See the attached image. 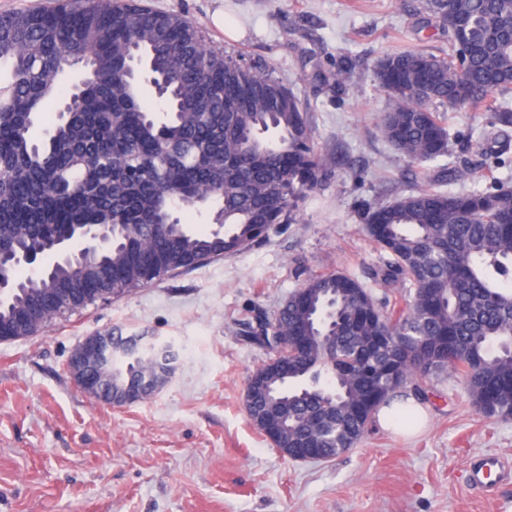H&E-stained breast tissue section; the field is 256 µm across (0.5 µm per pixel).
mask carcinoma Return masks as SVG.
<instances>
[{"instance_id":"carcinoma-1","label":"carcinoma","mask_w":512,"mask_h":512,"mask_svg":"<svg viewBox=\"0 0 512 512\" xmlns=\"http://www.w3.org/2000/svg\"><path fill=\"white\" fill-rule=\"evenodd\" d=\"M423 12L448 36L450 53L406 49L379 58L373 79L389 99L384 138L410 162L448 154L449 131L432 109L494 112L512 127V109L495 93L512 89V0H424ZM131 42L153 75L175 90L173 111L158 118L124 80ZM90 59L86 88L67 122L39 121L70 98L72 59ZM0 278L18 284L0 302V329L22 316L44 329V303L61 288H96L123 297L159 272H183L237 253L292 220L301 195L325 167L300 100L260 67L213 48L203 32L147 0H57L50 9L0 13ZM214 197L224 233L159 223L174 197ZM365 230L388 255L376 272L408 294L384 314L371 291L346 274L309 278L307 309L289 299L279 324L306 331V343L274 378L278 395L256 396L252 415L277 412L288 452L311 448L331 460L354 447L378 408L401 386L435 372L462 378L488 417L512 419V188L499 183L467 192L432 184L368 210ZM122 224L126 234L89 256L81 274L69 263L32 277L13 263L45 248L43 228ZM336 307L333 353L315 326L314 309ZM376 336H396L391 346ZM115 359L87 365L114 393L153 392L155 348H128L112 337Z\"/></svg>"}]
</instances>
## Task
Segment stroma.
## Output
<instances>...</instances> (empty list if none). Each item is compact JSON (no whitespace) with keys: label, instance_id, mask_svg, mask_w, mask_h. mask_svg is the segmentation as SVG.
<instances>
[{"label":"stroma","instance_id":"1","mask_svg":"<svg viewBox=\"0 0 512 512\" xmlns=\"http://www.w3.org/2000/svg\"><path fill=\"white\" fill-rule=\"evenodd\" d=\"M422 2L149 0L188 18L216 49L272 71L301 101L326 166L294 220L268 240L0 343V512H512V479L490 491L465 480L472 456L512 464V420L483 416L457 377L430 376L415 424L372 423L331 461L282 455L243 402L270 353L242 337L241 323L274 316L310 277L350 274L378 307L403 308L396 288L373 278L386 254L365 231L369 208L466 163L474 178L451 190L512 182V127L496 131L492 112H446L449 150L439 163L408 164L382 135L388 99L374 62L411 47L448 52ZM219 9L235 37L214 25ZM341 70L350 78L340 89ZM491 132L507 149L485 160L478 147ZM110 331L174 340L171 382L120 407L81 391L69 358L85 337Z\"/></svg>","mask_w":512,"mask_h":512}]
</instances>
